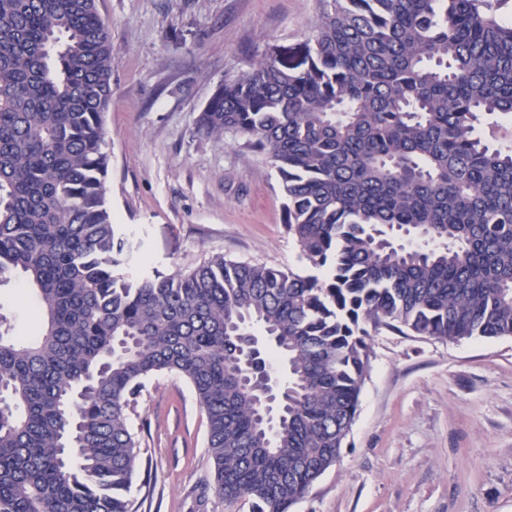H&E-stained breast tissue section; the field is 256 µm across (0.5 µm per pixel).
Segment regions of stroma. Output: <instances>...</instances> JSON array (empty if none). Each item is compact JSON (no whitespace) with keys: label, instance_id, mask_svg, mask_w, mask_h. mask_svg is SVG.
Instances as JSON below:
<instances>
[{"label":"stroma","instance_id":"stroma-1","mask_svg":"<svg viewBox=\"0 0 512 512\" xmlns=\"http://www.w3.org/2000/svg\"><path fill=\"white\" fill-rule=\"evenodd\" d=\"M115 47L105 116L110 202L140 241L137 272L210 254L299 267L279 176L243 139L196 120L225 79L313 35L326 0H98ZM138 512H251L218 493L190 384L150 379L131 416ZM291 512H512V337L374 334L359 410L336 465Z\"/></svg>","mask_w":512,"mask_h":512}]
</instances>
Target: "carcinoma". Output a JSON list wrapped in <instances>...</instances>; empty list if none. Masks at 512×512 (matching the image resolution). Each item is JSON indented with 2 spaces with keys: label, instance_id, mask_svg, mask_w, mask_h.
<instances>
[{
  "label": "carcinoma",
  "instance_id": "obj_1",
  "mask_svg": "<svg viewBox=\"0 0 512 512\" xmlns=\"http://www.w3.org/2000/svg\"><path fill=\"white\" fill-rule=\"evenodd\" d=\"M507 0H332L284 64L221 83L199 131L276 169L301 269L224 254L122 274L97 0H0V512H137L130 426L150 378L205 411L217 490L288 512L336 463L382 329L512 337ZM0 305L11 315L19 335L26 336L33 330L34 315L28 296L19 294L15 288H0Z\"/></svg>",
  "mask_w": 512,
  "mask_h": 512
}]
</instances>
